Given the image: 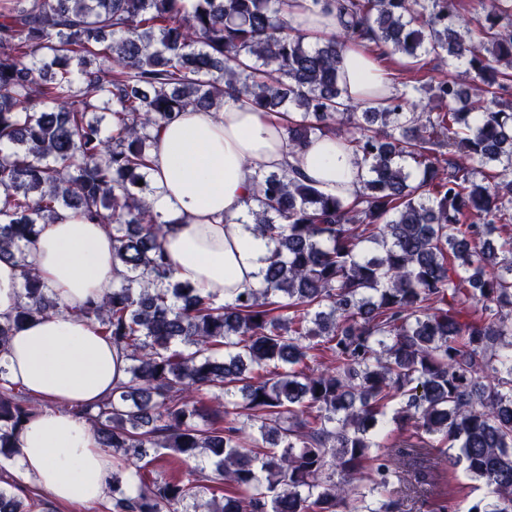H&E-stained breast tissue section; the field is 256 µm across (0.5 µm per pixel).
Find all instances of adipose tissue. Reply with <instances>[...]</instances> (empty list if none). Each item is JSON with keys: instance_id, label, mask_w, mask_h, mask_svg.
I'll use <instances>...</instances> for the list:
<instances>
[{"instance_id": "adipose-tissue-1", "label": "adipose tissue", "mask_w": 512, "mask_h": 512, "mask_svg": "<svg viewBox=\"0 0 512 512\" xmlns=\"http://www.w3.org/2000/svg\"><path fill=\"white\" fill-rule=\"evenodd\" d=\"M308 5L309 0H294L286 16L290 32L336 31L335 13ZM340 75L361 107H368L371 91L384 98L394 93L379 60L363 51L345 53ZM287 167L347 201L362 188L357 160L340 140L325 137L290 150L281 116L244 100L226 99L218 111L185 112L166 125L152 151L148 202L168 225L162 246L174 280L222 302L259 288L269 248L252 230L246 199L258 171ZM30 261L57 295L61 311L27 321L0 354L6 379L43 403L14 436L16 463L23 485L49 492L56 503L98 502L112 488V455L72 408L108 397L126 379L129 361L96 323L76 317L74 310L110 294L122 281V267L112 259V237L103 225L66 208L42 225Z\"/></svg>"}]
</instances>
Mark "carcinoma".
Returning <instances> with one entry per match:
<instances>
[{"label":"carcinoma","mask_w":512,"mask_h":512,"mask_svg":"<svg viewBox=\"0 0 512 512\" xmlns=\"http://www.w3.org/2000/svg\"><path fill=\"white\" fill-rule=\"evenodd\" d=\"M310 0L339 34L288 31L289 0H0V260L21 267V303L0 349L60 311L28 261L60 208L112 234L126 275L77 316L129 357L128 379L78 413L112 450L111 512H402L425 481V436L487 495L466 512H512V5ZM400 60L403 90L354 112L339 82L351 40ZM478 82L429 85L427 57ZM242 96L288 116V141L335 137L366 169L351 201L286 171L246 200L273 244L264 287L230 303L173 280L167 224L146 202L156 134L188 109ZM476 99L480 114L458 105ZM56 109H47L48 103ZM143 185H138V181ZM411 434L381 441L387 409ZM38 401L0 378V456ZM169 450L187 478L146 475ZM0 512L49 504L17 482ZM211 499L199 504L201 493Z\"/></svg>","instance_id":"1"}]
</instances>
